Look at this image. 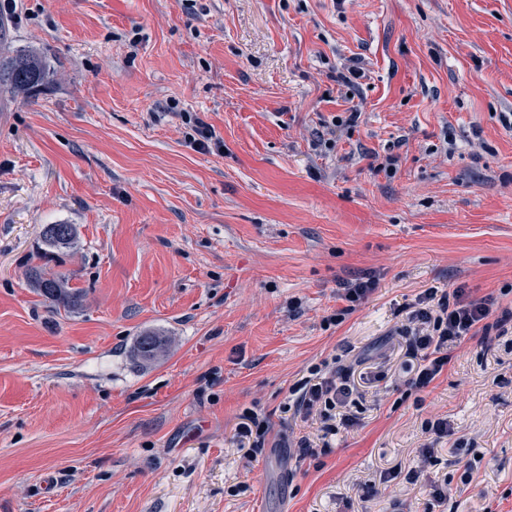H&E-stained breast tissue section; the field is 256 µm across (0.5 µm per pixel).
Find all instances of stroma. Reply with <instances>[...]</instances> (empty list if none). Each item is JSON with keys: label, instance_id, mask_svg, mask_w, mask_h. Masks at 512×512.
I'll use <instances>...</instances> for the list:
<instances>
[{"label": "stroma", "instance_id": "1", "mask_svg": "<svg viewBox=\"0 0 512 512\" xmlns=\"http://www.w3.org/2000/svg\"><path fill=\"white\" fill-rule=\"evenodd\" d=\"M0 32L48 67L0 100V512H425L443 479L447 512H512V351L463 341L414 398L394 333L429 288L512 304V0H16ZM36 267L79 304L50 308ZM143 332L169 347L137 367ZM346 353L391 375L297 460L289 389ZM434 418L438 465L390 478ZM47 245L57 250L70 249L75 244V228L71 224H48L42 231ZM236 427V441L239 451L248 463L257 462L268 444L270 425L266 418L252 409H245Z\"/></svg>", "mask_w": 512, "mask_h": 512}]
</instances>
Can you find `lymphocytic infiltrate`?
<instances>
[{
	"label": "lymphocytic infiltrate",
	"instance_id": "f902f5d3",
	"mask_svg": "<svg viewBox=\"0 0 512 512\" xmlns=\"http://www.w3.org/2000/svg\"><path fill=\"white\" fill-rule=\"evenodd\" d=\"M405 342L409 370L404 380L408 391H422L443 372L450 361L449 351L465 338L481 337L485 344L505 341L512 348V306H498L495 297L474 298L461 287L427 289L419 296L398 329ZM356 367L332 362L311 366L308 376L291 389L292 397L285 411L301 419H315L321 434V446H314L309 436L295 441L301 460L328 453L331 439L340 429L357 425L351 414L357 405L358 388L354 381ZM270 425L256 411L247 409L236 427V441L247 462L258 461L268 443Z\"/></svg>",
	"mask_w": 512,
	"mask_h": 512
}]
</instances>
